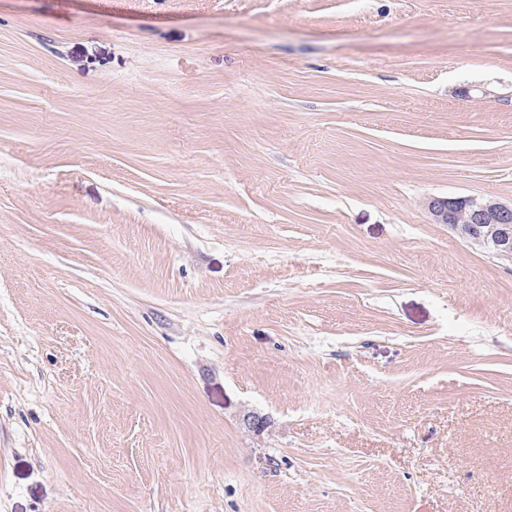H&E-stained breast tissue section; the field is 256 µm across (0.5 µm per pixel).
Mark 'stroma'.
<instances>
[{
    "mask_svg": "<svg viewBox=\"0 0 512 512\" xmlns=\"http://www.w3.org/2000/svg\"><path fill=\"white\" fill-rule=\"evenodd\" d=\"M432 196L512 200V0H0V512H512Z\"/></svg>",
    "mask_w": 512,
    "mask_h": 512,
    "instance_id": "35a3bbf8",
    "label": "stroma"
}]
</instances>
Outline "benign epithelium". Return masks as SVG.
<instances>
[{"mask_svg":"<svg viewBox=\"0 0 512 512\" xmlns=\"http://www.w3.org/2000/svg\"><path fill=\"white\" fill-rule=\"evenodd\" d=\"M427 210L436 224H446L464 240L476 244L493 255L512 260V202L493 197H433ZM466 210L467 224L456 216Z\"/></svg>","mask_w":512,"mask_h":512,"instance_id":"obj_1","label":"benign epithelium"}]
</instances>
